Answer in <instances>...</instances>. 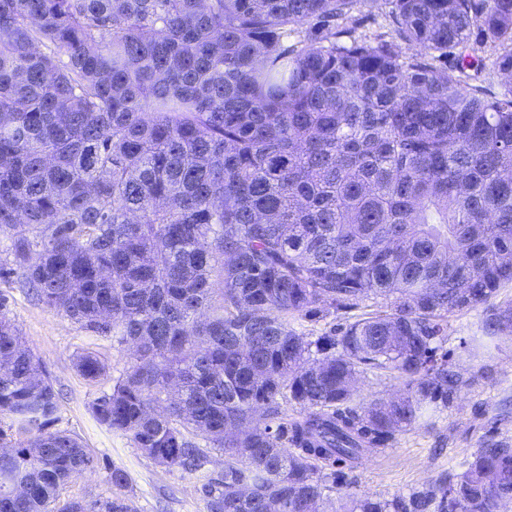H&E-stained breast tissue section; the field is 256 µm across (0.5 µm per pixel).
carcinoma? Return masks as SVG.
<instances>
[{
  "label": "carcinoma",
  "mask_w": 512,
  "mask_h": 512,
  "mask_svg": "<svg viewBox=\"0 0 512 512\" xmlns=\"http://www.w3.org/2000/svg\"><path fill=\"white\" fill-rule=\"evenodd\" d=\"M0 0V240L38 302L131 363L92 404L207 512H323L336 464L386 448L470 380L439 353L484 307L512 345V0ZM415 48L409 53L400 43ZM503 91L470 74L479 54ZM311 338L291 323L360 308ZM0 293V512H135L61 498L97 465ZM76 367L97 381L93 350ZM385 371L395 399H354ZM293 409H288V406ZM512 443L407 496L335 512H495ZM389 4L385 0L361 2L357 5L354 14L361 19L358 33L367 35L389 31Z\"/></svg>",
  "instance_id": "carcinoma-1"
}]
</instances>
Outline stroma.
Here are the masks:
<instances>
[{"instance_id": "stroma-1", "label": "stroma", "mask_w": 512, "mask_h": 512, "mask_svg": "<svg viewBox=\"0 0 512 512\" xmlns=\"http://www.w3.org/2000/svg\"><path fill=\"white\" fill-rule=\"evenodd\" d=\"M0 293L8 297L7 317L44 363L60 394L57 429L76 437L98 460L94 470L74 480L67 495L89 500L113 497L117 490L110 472L117 467L132 480L137 512H206L199 475L155 464L92 413L94 399L109 390L127 368L128 346L81 328L38 303L18 284L0 280ZM484 315L480 308L452 315L443 345L449 360L464 375L478 374V381L463 387L453 405L430 424L398 435L392 447L367 453L356 467L339 465L342 481L332 488L331 497L406 496L461 472L470 455L488 440L512 441V346L473 354L472 341L482 333ZM86 349L107 359L108 379L91 382L77 371L75 359Z\"/></svg>"}]
</instances>
